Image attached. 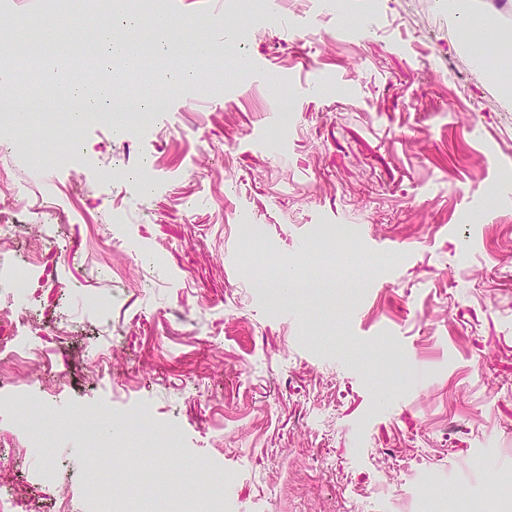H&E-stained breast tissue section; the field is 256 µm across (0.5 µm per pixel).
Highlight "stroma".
I'll list each match as a JSON object with an SVG mask.
<instances>
[{"label": "stroma", "instance_id": "obj_1", "mask_svg": "<svg viewBox=\"0 0 512 512\" xmlns=\"http://www.w3.org/2000/svg\"><path fill=\"white\" fill-rule=\"evenodd\" d=\"M160 7L179 61L203 37L201 69L223 68L194 101L168 60L117 61L154 106L88 115L66 169L34 168L0 125L12 186L86 215L43 244L33 363L0 385L15 491L87 512L101 468L127 512H164L219 459L230 512H397L400 491L417 512H512V99L495 108L458 49L471 28L437 0ZM0 24L17 48L97 30L47 0H0ZM115 209L130 223H100ZM131 258L129 287L112 269ZM143 404L175 435L164 454ZM21 419L51 444L53 487Z\"/></svg>", "mask_w": 512, "mask_h": 512}]
</instances>
